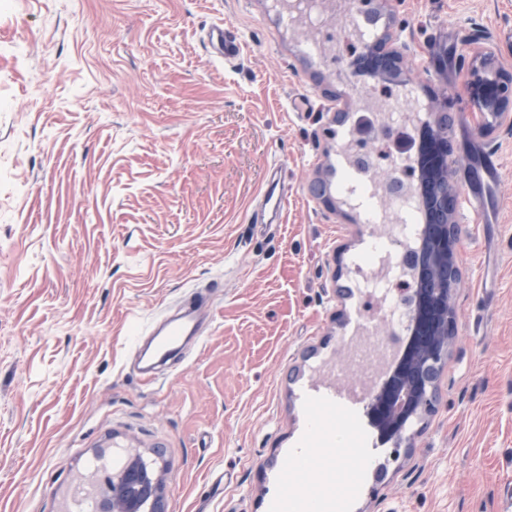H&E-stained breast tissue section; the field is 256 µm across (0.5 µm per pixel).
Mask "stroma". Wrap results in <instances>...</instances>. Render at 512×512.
<instances>
[{"label": "stroma", "instance_id": "1", "mask_svg": "<svg viewBox=\"0 0 512 512\" xmlns=\"http://www.w3.org/2000/svg\"><path fill=\"white\" fill-rule=\"evenodd\" d=\"M376 8L374 38L406 45L399 88L454 121L457 330L433 412L384 444L361 399L366 457L322 441L308 488L338 512H505L512 123L470 81L488 53L512 73V0ZM219 23L239 58L206 48ZM383 82L313 56L271 0H0V512H61L100 448L163 449L168 512H274L319 409L315 367L343 358L358 315L348 264L371 228L338 201L336 134ZM197 289L206 339L146 382L139 334Z\"/></svg>", "mask_w": 512, "mask_h": 512}]
</instances>
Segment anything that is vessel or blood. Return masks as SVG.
<instances>
[{"instance_id": "b4317fda", "label": "vessel or blood", "mask_w": 512, "mask_h": 512, "mask_svg": "<svg viewBox=\"0 0 512 512\" xmlns=\"http://www.w3.org/2000/svg\"><path fill=\"white\" fill-rule=\"evenodd\" d=\"M205 41L221 58L234 59L241 53L240 43L228 37L223 25L211 26ZM211 312L209 294L198 291L187 297L174 312L153 323L137 349L140 377L155 381L173 371L183 361L186 347L203 341L204 323L210 319Z\"/></svg>"}]
</instances>
